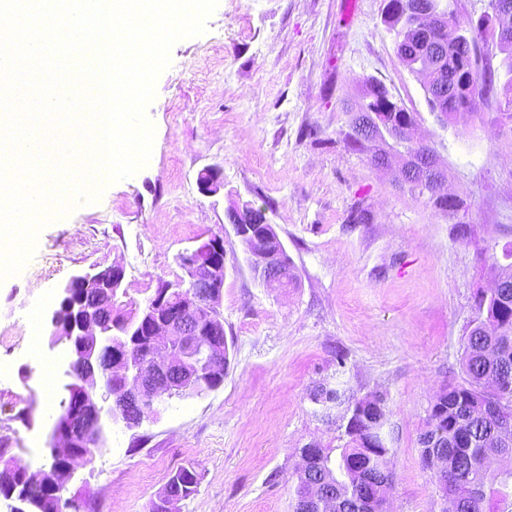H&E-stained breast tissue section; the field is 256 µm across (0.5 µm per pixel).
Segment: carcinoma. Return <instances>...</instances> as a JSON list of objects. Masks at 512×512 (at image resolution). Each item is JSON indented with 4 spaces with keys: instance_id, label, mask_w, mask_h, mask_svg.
<instances>
[{
    "instance_id": "1",
    "label": "carcinoma",
    "mask_w": 512,
    "mask_h": 512,
    "mask_svg": "<svg viewBox=\"0 0 512 512\" xmlns=\"http://www.w3.org/2000/svg\"><path fill=\"white\" fill-rule=\"evenodd\" d=\"M394 8L384 15V23L394 32L397 55L403 66L411 73L420 72L419 41L425 38L432 43L445 40L444 26L452 23L464 28L471 50L467 51L453 42L443 47L434 68L423 79L425 92L434 85H448V94L438 100L428 99L431 111H438L448 120L456 119L459 112H474L482 100L500 94L504 98L506 111L498 113L497 122L512 125V80L498 85L492 74L491 58L481 54V45L489 38L488 29L469 20L450 16L439 22L419 11L420 0H393ZM388 96L386 87L367 79L359 95V102L350 112L346 139L351 147L366 154L368 162L379 165L380 155L385 149H393L411 161L418 156L437 158L436 151L423 143H415L412 129L416 113L408 110L394 114L383 111V100ZM477 318L469 330L462 357L466 374L463 384L448 385L440 390L430 404V412L424 430L419 436L423 446L421 455L429 449L425 445L433 436H438L446 455L448 485L444 486L446 503L443 512H452V507H462L465 485L457 482L453 473L467 467L474 484L479 486L470 505V512H493L486 494L487 485L495 481L489 473L490 454L512 458V446L500 443L497 418L512 420V288L501 292L482 291L476 296ZM496 373L507 379V384L498 390H487L485 375ZM482 405H493L496 415L484 418L477 413ZM359 425L347 433L348 441L339 459L331 461L330 450L318 449L314 465L335 476V512H376L389 495V485L379 471L380 457L387 450V440L376 431L378 419L385 416V407L376 406L367 399L355 405ZM78 455L93 456L102 442L92 434L78 432L75 437ZM357 457L364 468L352 474L347 467L349 458ZM184 486L183 498L196 491L198 474L190 467L178 469L168 480V486H176V480ZM370 490L369 500L360 502L358 491L363 485Z\"/></svg>"
}]
</instances>
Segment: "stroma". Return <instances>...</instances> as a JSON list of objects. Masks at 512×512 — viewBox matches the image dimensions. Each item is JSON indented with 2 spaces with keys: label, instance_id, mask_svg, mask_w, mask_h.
<instances>
[{
  "label": "stroma",
  "instance_id": "1",
  "mask_svg": "<svg viewBox=\"0 0 512 512\" xmlns=\"http://www.w3.org/2000/svg\"><path fill=\"white\" fill-rule=\"evenodd\" d=\"M385 0H218L204 33L175 42L146 115L150 159L39 232L23 270L0 282V467L49 469L50 433L67 395L66 344L47 319L74 273L118 263L123 309L181 276L178 255L224 238L220 312L228 360L220 388L173 398L77 462L68 495L87 512H151L169 477L194 468L177 512H293L299 448L339 457L344 409L324 413L318 386L351 400L385 397L389 512H442L421 465L430 403L463 382L475 296L512 250V128L496 101L441 124L400 62ZM382 82L417 115L415 138L448 173L457 211L414 198L397 173L346 144L358 84ZM217 169L214 195L197 179ZM235 203L265 208L297 276L265 287L227 222ZM370 211L352 224L354 207Z\"/></svg>",
  "mask_w": 512,
  "mask_h": 512
}]
</instances>
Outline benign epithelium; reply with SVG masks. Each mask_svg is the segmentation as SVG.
<instances>
[{
    "label": "benign epithelium",
    "mask_w": 512,
    "mask_h": 512,
    "mask_svg": "<svg viewBox=\"0 0 512 512\" xmlns=\"http://www.w3.org/2000/svg\"><path fill=\"white\" fill-rule=\"evenodd\" d=\"M512 15V0H493L491 3L490 31L495 40L511 36L500 21ZM202 193H217L223 181L214 169H208L198 178ZM228 224L241 240L257 242L261 239L276 243V248H247L248 262L254 275L267 286L284 284L283 257L286 248L276 235L267 218L258 217L252 207H232L227 212ZM184 276L174 282L164 283L156 301L143 312L142 321L136 326L117 328L118 337L107 335L104 317L116 288L123 282L125 271L120 265L105 268L91 267L73 274L60 288L66 299L73 295L86 303L75 310L67 303L52 312L51 345L62 341L69 347L80 348L82 353L68 363L66 375L72 379L67 390L75 395L62 404V412L79 417L86 430L103 435L106 427L121 423L128 429L140 426L147 411L175 395L201 396L216 390L208 385L200 389L194 384L198 375L197 364L215 366L224 351V323L219 306L224 288V239L209 238L195 248L178 255ZM181 294L182 301L175 304L171 291ZM147 337V361L131 362L125 351L136 346L140 337ZM114 355L110 381L102 379L100 359L102 354ZM100 391L97 400L77 395V391ZM109 407H104V403ZM52 452L59 460L50 471L32 473L24 469L14 489L5 499L14 502L11 512H56L58 505L50 507L39 495L47 484L65 487L72 477L78 455L76 441L70 428L54 424ZM423 468L431 474L439 493L448 474L440 470V462L431 456L422 460Z\"/></svg>",
    "instance_id": "obj_1"
}]
</instances>
